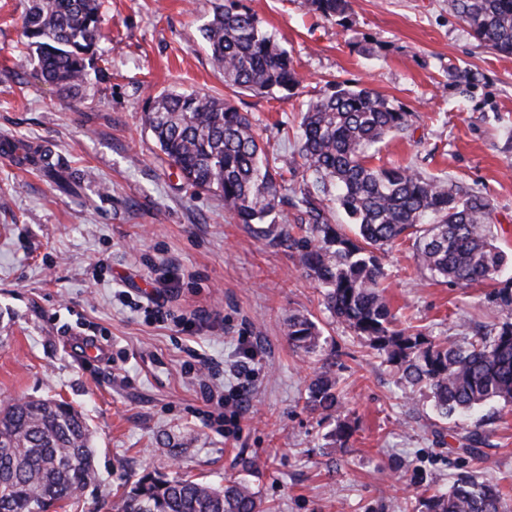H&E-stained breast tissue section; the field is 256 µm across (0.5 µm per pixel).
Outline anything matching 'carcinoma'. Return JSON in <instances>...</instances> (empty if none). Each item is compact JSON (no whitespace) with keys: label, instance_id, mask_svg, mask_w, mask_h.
Masks as SVG:
<instances>
[{"label":"carcinoma","instance_id":"obj_1","mask_svg":"<svg viewBox=\"0 0 512 512\" xmlns=\"http://www.w3.org/2000/svg\"><path fill=\"white\" fill-rule=\"evenodd\" d=\"M314 13L344 20L351 0H307ZM485 46L512 55V0H448ZM23 35L44 82L76 94L103 38L100 0H31ZM224 84L257 94L300 85L293 57L238 0L215 3L202 28ZM145 124L169 164L193 187L214 192L239 224L260 227L291 204L283 173L303 169L297 221L306 234L285 235L300 270L325 288L329 310L371 348L385 353L401 379L429 392L437 416L464 429L469 412L512 406V277L508 256L491 231L492 205L479 192L428 177L410 167L371 164L380 144L411 126V113L376 91L334 82L308 105L299 123L297 155L269 158L249 115L227 98L170 92L145 113ZM340 212L355 226L348 235ZM413 241L421 270L459 286L492 282V300L505 316L467 344L436 341L402 325L383 294L378 253ZM288 341L310 356L322 348L309 318H288ZM341 405L331 365L307 388L306 407L329 414ZM93 435L85 414L61 399H18L0 406V512H49L79 502L95 478ZM112 512H259L244 479L213 486L146 472ZM426 512H504L497 488L465 476L426 501Z\"/></svg>","mask_w":512,"mask_h":512}]
</instances>
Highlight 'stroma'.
I'll return each instance as SVG.
<instances>
[{"instance_id":"stroma-1","label":"stroma","mask_w":512,"mask_h":512,"mask_svg":"<svg viewBox=\"0 0 512 512\" xmlns=\"http://www.w3.org/2000/svg\"><path fill=\"white\" fill-rule=\"evenodd\" d=\"M214 3L103 0L100 68L69 96L35 65L14 66L28 0H0V142L49 149L72 184L63 190L42 163L0 152V402L55 397L87 414L98 476L78 512H107L147 471L247 477L263 512H426L427 496L471 473L496 483L512 512V411L469 419L486 438L483 458L469 456L427 392L327 310L293 250L236 223L163 160L144 111L170 91L226 92L202 37ZM240 3L301 77L288 97H234L269 154L296 151L300 113L328 82L364 84L412 114L377 164L489 197L497 242L512 253V55L476 40L448 0H352L341 23L306 0ZM382 264L392 310L449 343L503 319L490 285L430 279L411 242ZM156 299L171 321L145 313ZM294 313L321 329L318 354L289 344ZM90 339L106 362L85 359ZM250 349L258 358L244 387L234 367ZM325 361L344 395L328 416L304 407ZM206 386L243 391L228 436L200 416ZM344 418L355 433L341 449L332 434Z\"/></svg>"}]
</instances>
